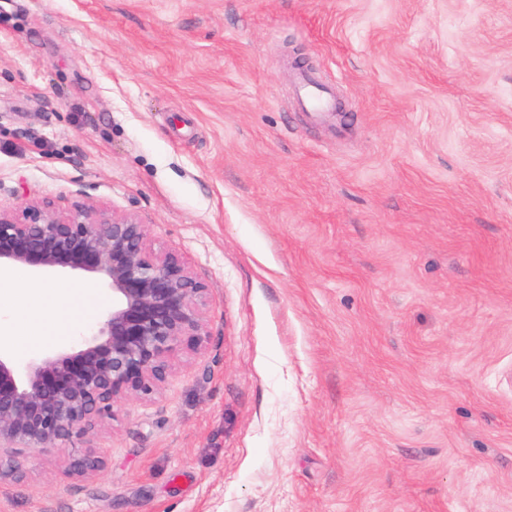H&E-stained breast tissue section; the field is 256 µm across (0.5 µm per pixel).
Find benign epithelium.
Returning <instances> with one entry per match:
<instances>
[{
  "label": "benign epithelium",
  "mask_w": 512,
  "mask_h": 512,
  "mask_svg": "<svg viewBox=\"0 0 512 512\" xmlns=\"http://www.w3.org/2000/svg\"><path fill=\"white\" fill-rule=\"evenodd\" d=\"M17 269L77 272L112 292L103 319L69 346L22 367L0 353V454L65 450L64 474L90 478L103 466L94 436L118 404L159 394L174 373L172 355L204 347L208 288L179 254L156 249L144 225L82 206L0 210V274ZM26 476L16 460L0 462V481Z\"/></svg>",
  "instance_id": "1"
}]
</instances>
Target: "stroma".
Listing matches in <instances>:
<instances>
[{
	"instance_id": "35a3bbf8",
	"label": "stroma",
	"mask_w": 512,
	"mask_h": 512,
	"mask_svg": "<svg viewBox=\"0 0 512 512\" xmlns=\"http://www.w3.org/2000/svg\"><path fill=\"white\" fill-rule=\"evenodd\" d=\"M342 101L296 104V59ZM130 215L210 294L89 479L0 512H512V0H0V209ZM58 291L20 364L111 307Z\"/></svg>"
}]
</instances>
